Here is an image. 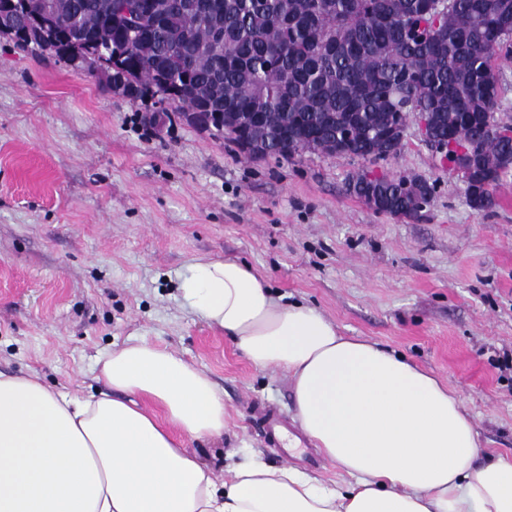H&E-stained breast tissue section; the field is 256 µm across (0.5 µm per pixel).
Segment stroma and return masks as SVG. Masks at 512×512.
<instances>
[{
  "instance_id": "stroma-1",
  "label": "stroma",
  "mask_w": 512,
  "mask_h": 512,
  "mask_svg": "<svg viewBox=\"0 0 512 512\" xmlns=\"http://www.w3.org/2000/svg\"><path fill=\"white\" fill-rule=\"evenodd\" d=\"M436 184L421 216L379 214L346 191L354 172ZM480 214L410 124L398 158L306 153L251 159L216 130L129 101L104 73L0 35V372L103 391V353L143 339L224 392L223 438L191 449L223 480L225 453L253 452L322 480L287 376L260 369L184 304L179 278L233 257L347 336L404 355L454 388L483 457L512 456V171ZM287 423L270 441L261 412Z\"/></svg>"
}]
</instances>
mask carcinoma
Returning <instances> with one entry per match:
<instances>
[{
  "instance_id": "obj_1",
  "label": "carcinoma",
  "mask_w": 512,
  "mask_h": 512,
  "mask_svg": "<svg viewBox=\"0 0 512 512\" xmlns=\"http://www.w3.org/2000/svg\"><path fill=\"white\" fill-rule=\"evenodd\" d=\"M6 10L21 48L65 62L59 36L87 32L104 68L115 46L126 80L181 112L209 104L250 112L251 135L270 157L305 153L373 162L401 154L411 121L433 117L431 137L448 142V169L464 149L483 176L464 182L469 203L495 205L488 186L512 168V129L489 131L501 92L500 62L512 59V0H454L435 19L429 0H202L205 9L139 19L130 39L123 12L139 0H52L56 36H20L30 0ZM436 186L407 175H353L346 191L376 209L417 217Z\"/></svg>"
}]
</instances>
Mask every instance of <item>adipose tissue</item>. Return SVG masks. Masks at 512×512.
<instances>
[{"label":"adipose tissue","mask_w":512,"mask_h":512,"mask_svg":"<svg viewBox=\"0 0 512 512\" xmlns=\"http://www.w3.org/2000/svg\"><path fill=\"white\" fill-rule=\"evenodd\" d=\"M179 290L255 367L290 378L302 430L341 481L250 453L216 481L188 445L223 436V392L135 340L100 360L97 398L0 373V512H512V458L477 464L447 382L341 334L239 259L191 264Z\"/></svg>","instance_id":"adipose-tissue-1"}]
</instances>
